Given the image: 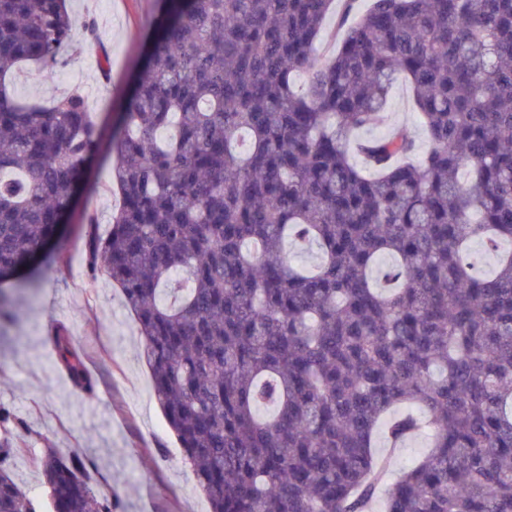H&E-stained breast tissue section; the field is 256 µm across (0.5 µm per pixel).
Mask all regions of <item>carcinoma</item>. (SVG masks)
<instances>
[{
  "label": "carcinoma",
  "mask_w": 512,
  "mask_h": 512,
  "mask_svg": "<svg viewBox=\"0 0 512 512\" xmlns=\"http://www.w3.org/2000/svg\"><path fill=\"white\" fill-rule=\"evenodd\" d=\"M354 2L158 0L108 130L78 88L14 98L20 64L65 65L72 21L67 0H0V285L65 259L107 156L121 202L103 234L84 212L88 272L134 314L210 512H369L382 486L384 512H512V0ZM400 76L427 147L406 126L355 141ZM52 346L95 395L66 325ZM382 426L429 440L387 486ZM25 431L0 405V512H42L15 475ZM35 464L51 512H120L92 457Z\"/></svg>",
  "instance_id": "obj_1"
}]
</instances>
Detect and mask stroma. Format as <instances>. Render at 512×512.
Returning a JSON list of instances; mask_svg holds the SVG:
<instances>
[{"mask_svg":"<svg viewBox=\"0 0 512 512\" xmlns=\"http://www.w3.org/2000/svg\"><path fill=\"white\" fill-rule=\"evenodd\" d=\"M155 9L156 0H71L77 22L95 20L99 45L75 34L66 66L15 71L10 81L14 95L48 103L78 87L97 112H108L141 64L143 21ZM103 53L111 60L106 75L98 65ZM386 114V125L359 132V139L405 125L414 129L418 142H425L404 80L393 84ZM67 239L66 262L43 269L37 288L12 293L19 322L0 332V404L30 429L19 450V481L39 487L34 461L43 449L55 448L93 457L92 482L111 477L123 512H208L206 497L151 393L132 313L105 275L89 277L84 226L68 225ZM60 323L69 326L74 348L97 381L94 396L74 389L55 364L50 337Z\"/></svg>","mask_w":512,"mask_h":512,"instance_id":"35a3bbf8","label":"stroma"}]
</instances>
